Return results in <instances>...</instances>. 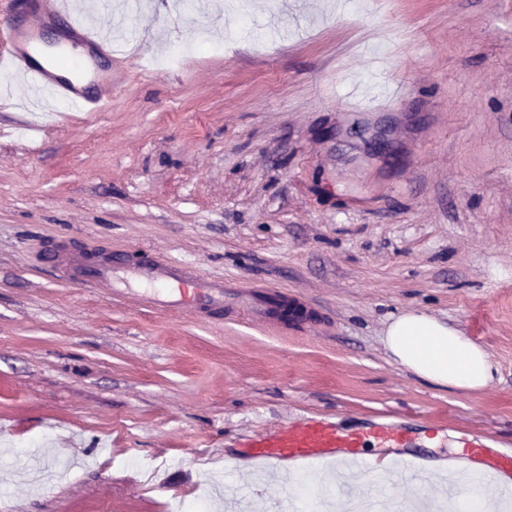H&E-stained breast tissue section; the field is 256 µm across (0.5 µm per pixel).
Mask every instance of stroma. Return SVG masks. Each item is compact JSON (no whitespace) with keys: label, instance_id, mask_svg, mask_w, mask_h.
<instances>
[{"label":"stroma","instance_id":"35a3bbf8","mask_svg":"<svg viewBox=\"0 0 512 512\" xmlns=\"http://www.w3.org/2000/svg\"><path fill=\"white\" fill-rule=\"evenodd\" d=\"M140 0L108 112L0 104V512H308L243 436L329 417L512 445V0ZM253 21L242 31L240 11ZM66 30L28 0L0 21ZM146 249L311 310L269 328L115 297L53 262ZM481 346V390L396 363L393 315Z\"/></svg>","mask_w":512,"mask_h":512}]
</instances>
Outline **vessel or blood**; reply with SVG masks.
<instances>
[{"mask_svg":"<svg viewBox=\"0 0 512 512\" xmlns=\"http://www.w3.org/2000/svg\"><path fill=\"white\" fill-rule=\"evenodd\" d=\"M38 12L62 22L74 36V43L60 45L54 55L42 56L36 40L21 42L19 26L0 22V75L22 79L33 100H47L71 112H108L111 92L91 93L98 57L111 55L118 45L111 30L94 27L80 17L74 0H38ZM84 281L115 295L139 287L154 308L182 312L235 313L254 322L277 323L288 307V297L274 287L243 288L234 283L200 274L189 265L162 261L141 251L134 256L107 255L88 260H70ZM409 430L379 420L365 428L345 430L334 420L288 421L263 432L243 436L238 464L261 466L270 471L306 464H327L343 471L363 469V454L369 444L383 448H405ZM455 463L442 472L445 480L457 482L469 472L485 478L495 487L512 481V448L489 452L483 432L464 435L455 454ZM390 469L400 479L417 482L428 473L425 457H394Z\"/></svg>","mask_w":512,"mask_h":512,"instance_id":"obj_1","label":"vessel or blood"}]
</instances>
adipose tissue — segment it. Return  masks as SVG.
<instances>
[{"label": "adipose tissue", "instance_id": "obj_1", "mask_svg": "<svg viewBox=\"0 0 512 512\" xmlns=\"http://www.w3.org/2000/svg\"><path fill=\"white\" fill-rule=\"evenodd\" d=\"M386 343L399 364L437 386L475 391L493 377L484 349L423 313L403 312L393 317Z\"/></svg>", "mask_w": 512, "mask_h": 512}]
</instances>
